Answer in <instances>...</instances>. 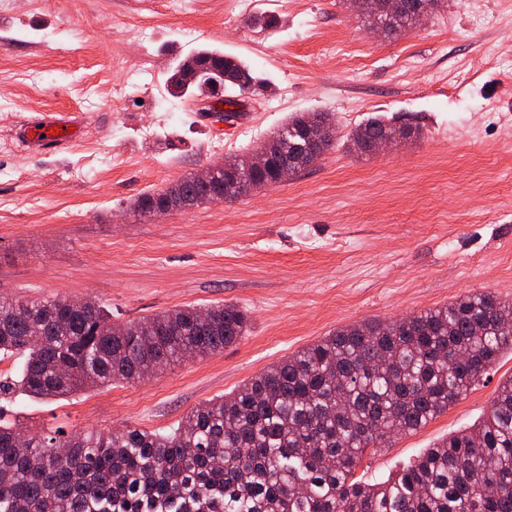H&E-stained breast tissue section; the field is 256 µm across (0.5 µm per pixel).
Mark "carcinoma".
<instances>
[{
    "label": "carcinoma",
    "mask_w": 512,
    "mask_h": 512,
    "mask_svg": "<svg viewBox=\"0 0 512 512\" xmlns=\"http://www.w3.org/2000/svg\"><path fill=\"white\" fill-rule=\"evenodd\" d=\"M404 14L368 24L396 35L419 10L444 0H404ZM200 69L244 90L252 72L240 60L200 50L167 78L173 94L203 92ZM335 120L327 112L293 118L263 147L269 165L249 174L244 192L276 184L286 159L277 141L293 136L311 158L332 142H307ZM392 127L374 118L350 138L359 155ZM224 201V182L190 174L139 197L149 217ZM249 317L233 304L193 306L117 323L96 300L0 301V353L24 357L18 385L37 399L63 397L115 381L148 378L187 355L206 357L235 343ZM512 351V303L491 292L396 321L364 320L279 361L228 397L190 411L169 433L128 427L108 436L29 434L0 425V512H512V377L490 413L446 437L386 481L355 471L369 448L425 425L464 396Z\"/></svg>",
    "instance_id": "1"
}]
</instances>
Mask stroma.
<instances>
[{"instance_id":"35a3bbf8","label":"stroma","mask_w":512,"mask_h":512,"mask_svg":"<svg viewBox=\"0 0 512 512\" xmlns=\"http://www.w3.org/2000/svg\"><path fill=\"white\" fill-rule=\"evenodd\" d=\"M0 0V301L98 300L113 320L231 303L250 329L223 351L67 397L0 394V421L35 434L167 433L337 327L395 321L489 291L512 302V0H448L399 36L347 0ZM190 27L193 41L179 32ZM210 47L254 80L214 134L168 71ZM79 116L70 150L34 152L21 124ZM330 112L336 143L287 182L154 220L132 203L294 116ZM382 115L420 137L358 157ZM96 146L92 160L84 142ZM512 353L420 429L367 449L358 479L395 475L485 418Z\"/></svg>"}]
</instances>
